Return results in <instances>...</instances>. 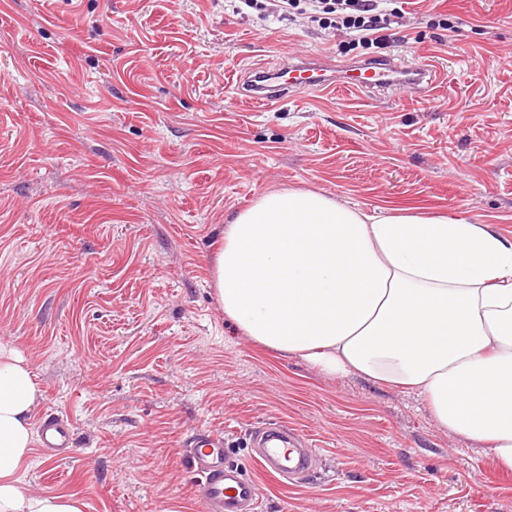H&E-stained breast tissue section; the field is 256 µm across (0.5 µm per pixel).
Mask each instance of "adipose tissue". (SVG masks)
I'll return each instance as SVG.
<instances>
[{"instance_id":"obj_1","label":"adipose tissue","mask_w":512,"mask_h":512,"mask_svg":"<svg viewBox=\"0 0 512 512\" xmlns=\"http://www.w3.org/2000/svg\"><path fill=\"white\" fill-rule=\"evenodd\" d=\"M212 285L250 342L416 391L438 424L512 471V240L492 225L273 190L225 224ZM41 397L29 363L0 347V512H82L19 476Z\"/></svg>"}]
</instances>
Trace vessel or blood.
Instances as JSON below:
<instances>
[{
    "instance_id": "1",
    "label": "vessel or blood",
    "mask_w": 512,
    "mask_h": 512,
    "mask_svg": "<svg viewBox=\"0 0 512 512\" xmlns=\"http://www.w3.org/2000/svg\"><path fill=\"white\" fill-rule=\"evenodd\" d=\"M280 55L279 65L259 63L245 71L240 84L245 97L270 103L311 89L377 93L402 87L427 97L439 79L437 71L430 67L408 69L393 57L339 64L327 52L296 56L286 45L282 46ZM41 436L51 448L72 445L71 427L53 416L44 418ZM189 454L199 476L196 493L207 512H256L255 483L242 467L226 458L221 435L212 432L194 435L189 442ZM252 456L266 471L284 479H299L309 471L313 450L294 430L274 422L253 432Z\"/></svg>"
}]
</instances>
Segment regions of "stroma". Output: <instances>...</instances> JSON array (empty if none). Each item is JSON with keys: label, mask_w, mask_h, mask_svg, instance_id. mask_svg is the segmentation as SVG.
<instances>
[{"label": "stroma", "mask_w": 512, "mask_h": 512, "mask_svg": "<svg viewBox=\"0 0 512 512\" xmlns=\"http://www.w3.org/2000/svg\"><path fill=\"white\" fill-rule=\"evenodd\" d=\"M451 26H438L436 14ZM384 49L236 0H0V346L30 365L33 490L82 512H206L186 443L223 435L258 512H512V474L416 393L330 377L244 338L211 288L228 218L271 189L368 214L418 207L512 238V0H410ZM293 53L435 65L427 98L306 90L270 105L238 77ZM317 454L286 480L258 426ZM40 428L42 439L49 448L72 447V429L62 419L48 415ZM310 447L279 422L267 423L252 434L253 458L264 470L284 479H299L308 473L314 453Z\"/></svg>", "instance_id": "stroma-1"}]
</instances>
